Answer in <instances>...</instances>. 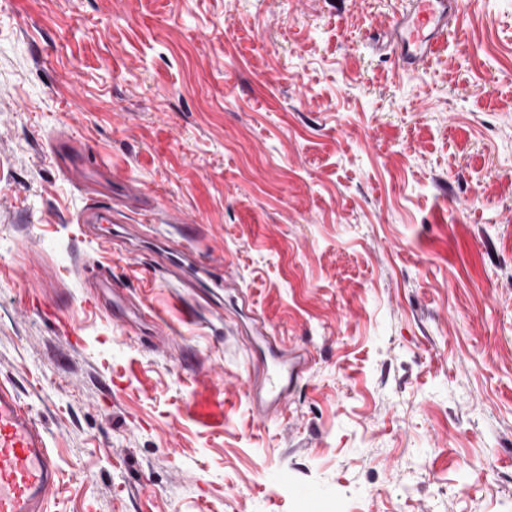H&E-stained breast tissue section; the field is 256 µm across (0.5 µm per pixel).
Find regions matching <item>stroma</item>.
Here are the masks:
<instances>
[{
  "mask_svg": "<svg viewBox=\"0 0 512 512\" xmlns=\"http://www.w3.org/2000/svg\"><path fill=\"white\" fill-rule=\"evenodd\" d=\"M393 2L0 0V384L49 512H512V0L409 70ZM133 194L141 247L82 233ZM252 311L309 359L267 419ZM111 208L108 206H101L98 204H92L85 207L81 212L77 214L78 224H98L99 229L104 231L107 227H103V224H122V221H117L114 217L111 219L106 214H111Z\"/></svg>",
  "mask_w": 512,
  "mask_h": 512,
  "instance_id": "1",
  "label": "stroma"
}]
</instances>
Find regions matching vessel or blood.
<instances>
[{"instance_id": "b4317fda", "label": "vessel or blood", "mask_w": 512, "mask_h": 512, "mask_svg": "<svg viewBox=\"0 0 512 512\" xmlns=\"http://www.w3.org/2000/svg\"><path fill=\"white\" fill-rule=\"evenodd\" d=\"M456 0H398L384 26L389 45L409 65L429 62L448 38ZM257 334L273 361L261 372L255 399L257 411L283 409L292 349L265 320ZM59 473L46 435L16 391L0 385V512H48Z\"/></svg>"}]
</instances>
